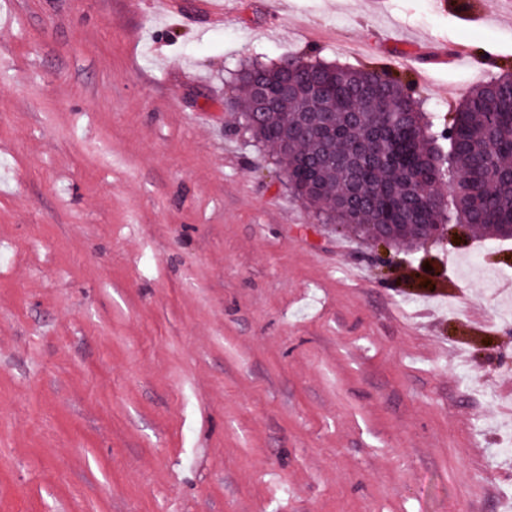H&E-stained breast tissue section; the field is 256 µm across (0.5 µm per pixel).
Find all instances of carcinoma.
Instances as JSON below:
<instances>
[{"instance_id":"cac0c4a2","label":"carcinoma","mask_w":512,"mask_h":512,"mask_svg":"<svg viewBox=\"0 0 512 512\" xmlns=\"http://www.w3.org/2000/svg\"><path fill=\"white\" fill-rule=\"evenodd\" d=\"M295 92L280 97L283 82ZM242 124L276 148L288 192L325 224L371 238L402 224L416 245L447 224L485 238L512 224V76L469 92L443 126L421 111L411 82L374 69L287 57L241 70ZM268 117L251 119L254 87ZM451 179L453 209L433 188Z\"/></svg>"}]
</instances>
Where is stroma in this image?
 <instances>
[{
    "instance_id": "1",
    "label": "stroma",
    "mask_w": 512,
    "mask_h": 512,
    "mask_svg": "<svg viewBox=\"0 0 512 512\" xmlns=\"http://www.w3.org/2000/svg\"><path fill=\"white\" fill-rule=\"evenodd\" d=\"M177 2L0 0V512H512V239L321 223L235 90L294 56L442 116L512 74V15Z\"/></svg>"
}]
</instances>
